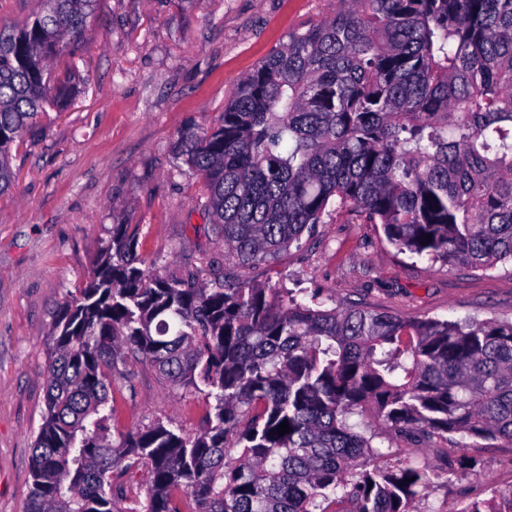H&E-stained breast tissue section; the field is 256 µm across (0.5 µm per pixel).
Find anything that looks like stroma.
I'll return each mask as SVG.
<instances>
[{"label":"stroma","mask_w":512,"mask_h":512,"mask_svg":"<svg viewBox=\"0 0 512 512\" xmlns=\"http://www.w3.org/2000/svg\"><path fill=\"white\" fill-rule=\"evenodd\" d=\"M331 0H98L81 41L83 90L13 152L14 188L0 196V512H26L33 440L46 411L49 336L67 293L84 287L117 216L139 226L138 250L163 274L232 266L176 142L210 125L240 79ZM283 281L325 307L357 303L406 319L512 321V262L490 270L401 254L377 224H321L300 247L245 271ZM114 426L155 421L203 428L202 393L171 390L128 358L112 384ZM378 464L409 460L431 475L417 512H461L512 492V444L457 435L417 443L374 428ZM469 466L449 471L447 456Z\"/></svg>","instance_id":"obj_1"}]
</instances>
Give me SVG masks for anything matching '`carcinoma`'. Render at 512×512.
<instances>
[{"label": "carcinoma", "instance_id": "cac0c4a2", "mask_svg": "<svg viewBox=\"0 0 512 512\" xmlns=\"http://www.w3.org/2000/svg\"><path fill=\"white\" fill-rule=\"evenodd\" d=\"M42 2L23 28H0V194L12 149L75 98L97 0ZM177 150L242 268L333 219L379 224L435 264L512 262V0H334ZM138 239L119 217L93 278L62 303L28 512H127L141 471L140 512H184L186 499L193 512H414L429 477L410 461L370 465L372 437L350 423L365 407L404 438L512 444V321L310 306L202 268L150 275ZM130 355L214 399L199 433L160 420L108 433ZM462 512H512V491Z\"/></svg>", "mask_w": 512, "mask_h": 512}]
</instances>
